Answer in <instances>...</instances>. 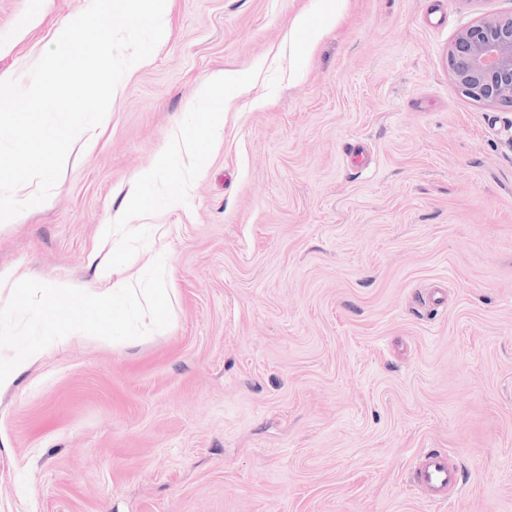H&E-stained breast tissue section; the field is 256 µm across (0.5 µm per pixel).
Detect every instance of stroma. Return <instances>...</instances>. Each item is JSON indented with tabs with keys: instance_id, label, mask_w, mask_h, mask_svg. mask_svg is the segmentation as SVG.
<instances>
[{
	"instance_id": "obj_1",
	"label": "stroma",
	"mask_w": 512,
	"mask_h": 512,
	"mask_svg": "<svg viewBox=\"0 0 512 512\" xmlns=\"http://www.w3.org/2000/svg\"><path fill=\"white\" fill-rule=\"evenodd\" d=\"M84 6L0 0V74ZM311 6L169 0L92 145L0 223V274L92 285L161 255L171 310L0 393V512H512V105L447 61L512 0H349L303 63ZM221 71L244 80L221 138L137 185ZM424 450L461 470L448 503L408 484Z\"/></svg>"
}]
</instances>
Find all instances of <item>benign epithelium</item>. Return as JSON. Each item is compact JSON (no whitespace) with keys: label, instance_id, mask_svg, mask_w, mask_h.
<instances>
[{"label":"benign epithelium","instance_id":"benign-epithelium-1","mask_svg":"<svg viewBox=\"0 0 512 512\" xmlns=\"http://www.w3.org/2000/svg\"><path fill=\"white\" fill-rule=\"evenodd\" d=\"M448 68L469 98L512 104V12L462 29L448 49Z\"/></svg>","mask_w":512,"mask_h":512}]
</instances>
